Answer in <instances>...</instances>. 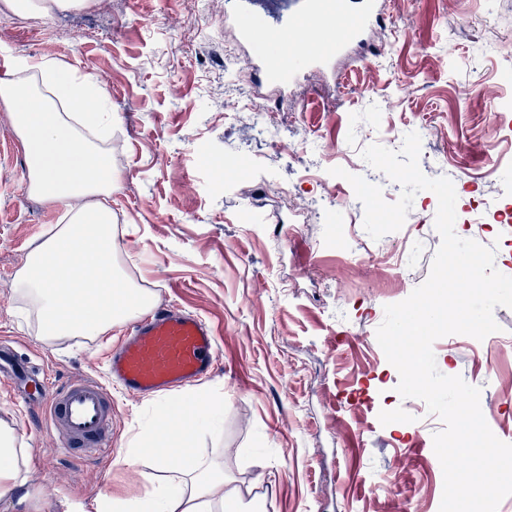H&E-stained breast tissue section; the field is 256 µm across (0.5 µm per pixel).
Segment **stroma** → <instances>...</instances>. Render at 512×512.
<instances>
[{
	"label": "stroma",
	"mask_w": 512,
	"mask_h": 512,
	"mask_svg": "<svg viewBox=\"0 0 512 512\" xmlns=\"http://www.w3.org/2000/svg\"><path fill=\"white\" fill-rule=\"evenodd\" d=\"M299 0H91L45 20L0 9V58L55 59L106 80L107 143L117 186L116 254L156 306L204 319L218 357L196 387L221 402L193 449L223 463L228 486L265 512H439L443 472L431 443L442 420L396 391L377 342L386 305L427 278L441 238L436 195L418 192L403 227L381 239L339 154L400 149L419 133L425 175L452 180L455 232L494 248L512 276V227L499 209L512 183V0H388L390 21L357 50L310 69L281 98L264 97L236 19L284 24ZM350 94H340L342 85ZM26 157L0 104V342L62 385L106 377L126 332L48 341L15 291L34 244L62 208L31 196ZM498 332L433 344L438 370L480 387L485 420L512 444V308ZM155 398L112 391L113 447L76 458L0 381V420L31 451L26 512H95L103 487L142 495L149 461L123 463Z\"/></svg>",
	"instance_id": "obj_1"
}]
</instances>
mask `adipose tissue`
I'll return each instance as SVG.
<instances>
[{
    "label": "adipose tissue",
    "instance_id": "1",
    "mask_svg": "<svg viewBox=\"0 0 512 512\" xmlns=\"http://www.w3.org/2000/svg\"><path fill=\"white\" fill-rule=\"evenodd\" d=\"M109 96L92 77L55 60H16L0 78V103L8 108L27 160L29 192L65 209L66 224L39 242L16 279V291L34 310L39 333L102 336L147 312L155 296L128 280L113 251L112 193L116 175L104 143L112 127ZM214 410L208 396L188 391L160 403L152 429L130 439L124 462L151 457L146 490L137 497L102 491L95 512H261L263 503L225 491L222 465L189 451L187 421L204 422ZM185 452L181 469L164 460ZM31 451L15 445L0 424V489L25 503Z\"/></svg>",
    "mask_w": 512,
    "mask_h": 512
}]
</instances>
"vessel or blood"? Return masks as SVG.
I'll use <instances>...</instances> for the list:
<instances>
[{
    "label": "vessel or blood",
    "instance_id": "b4317fda",
    "mask_svg": "<svg viewBox=\"0 0 512 512\" xmlns=\"http://www.w3.org/2000/svg\"><path fill=\"white\" fill-rule=\"evenodd\" d=\"M385 0H307L305 10L280 31L265 20L245 15L239 20L243 42L255 49L261 82L284 89L310 65H324L351 46L366 30L385 20ZM215 337L201 318L161 308L138 320L128 336L107 353V382L93 377L64 386L36 378L0 343V378L10 381L21 398L30 383H39V403L49 426L62 428L67 447L90 457L112 446L111 386L133 397L165 392L198 382L214 370Z\"/></svg>",
    "mask_w": 512,
    "mask_h": 512
}]
</instances>
